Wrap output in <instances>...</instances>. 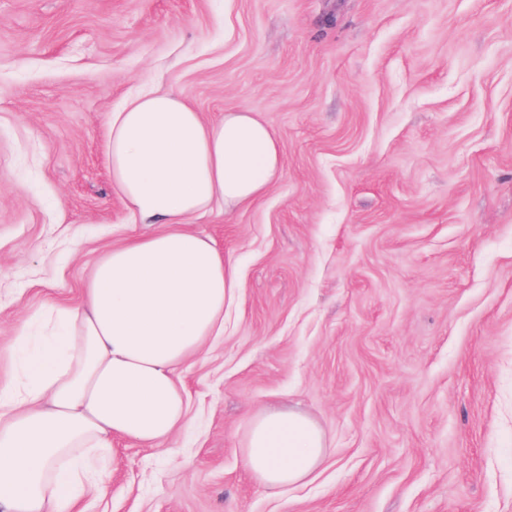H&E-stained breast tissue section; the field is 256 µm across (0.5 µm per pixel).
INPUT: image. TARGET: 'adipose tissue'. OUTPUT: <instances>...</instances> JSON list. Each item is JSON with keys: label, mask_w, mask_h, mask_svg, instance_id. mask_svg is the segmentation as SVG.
Instances as JSON below:
<instances>
[{"label": "adipose tissue", "mask_w": 512, "mask_h": 512, "mask_svg": "<svg viewBox=\"0 0 512 512\" xmlns=\"http://www.w3.org/2000/svg\"><path fill=\"white\" fill-rule=\"evenodd\" d=\"M112 186L147 234L93 265L80 306L33 316L15 336L14 382L0 386V512H82L104 493L112 441L150 447L185 425L177 370L224 332L240 282L197 219L252 205L283 165L276 132L243 107L205 120L181 95L143 90L109 113ZM326 454L323 429L289 408H261L243 463L269 493L305 484Z\"/></svg>", "instance_id": "adipose-tissue-1"}]
</instances>
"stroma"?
I'll use <instances>...</instances> for the list:
<instances>
[{"mask_svg":"<svg viewBox=\"0 0 512 512\" xmlns=\"http://www.w3.org/2000/svg\"><path fill=\"white\" fill-rule=\"evenodd\" d=\"M149 88L260 113L283 168L193 224L242 282L224 334L182 432L113 440L84 512H512V0H0V384L144 232L102 142ZM282 405L327 451L272 496L243 437Z\"/></svg>","mask_w":512,"mask_h":512,"instance_id":"35a3bbf8","label":"stroma"}]
</instances>
